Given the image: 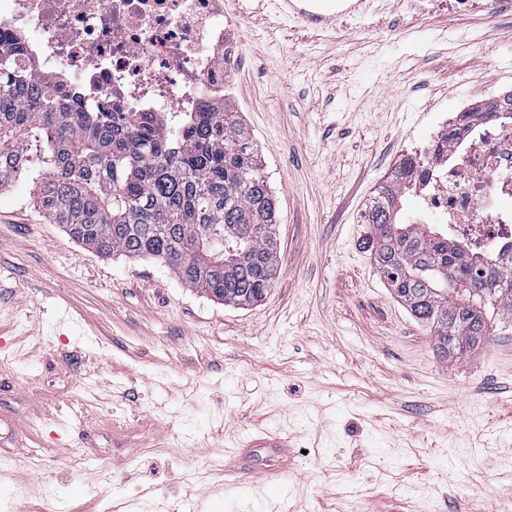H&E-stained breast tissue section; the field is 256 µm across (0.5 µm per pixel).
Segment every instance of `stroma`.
Masks as SVG:
<instances>
[{"label": "stroma", "instance_id": "1", "mask_svg": "<svg viewBox=\"0 0 512 512\" xmlns=\"http://www.w3.org/2000/svg\"><path fill=\"white\" fill-rule=\"evenodd\" d=\"M371 0L332 30L224 0L226 92L277 199L266 298L224 305L103 257L0 190V512H512V326L441 357L365 244L366 208L436 121L512 91V0ZM267 419L299 462L225 475Z\"/></svg>", "mask_w": 512, "mask_h": 512}]
</instances>
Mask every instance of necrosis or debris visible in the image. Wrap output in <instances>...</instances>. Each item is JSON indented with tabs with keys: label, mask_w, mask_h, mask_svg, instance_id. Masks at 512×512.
Here are the masks:
<instances>
[{
	"label": "necrosis or debris",
	"mask_w": 512,
	"mask_h": 512,
	"mask_svg": "<svg viewBox=\"0 0 512 512\" xmlns=\"http://www.w3.org/2000/svg\"><path fill=\"white\" fill-rule=\"evenodd\" d=\"M23 44L27 76L68 74L83 102L171 119L224 99V0H0V52ZM435 161L412 223L493 253L512 239V122L480 116Z\"/></svg>",
	"instance_id": "4bbe7bcc"
}]
</instances>
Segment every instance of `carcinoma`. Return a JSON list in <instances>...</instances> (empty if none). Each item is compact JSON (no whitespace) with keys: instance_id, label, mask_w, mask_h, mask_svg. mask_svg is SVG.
<instances>
[{"instance_id":"obj_1","label":"carcinoma","mask_w":512,"mask_h":512,"mask_svg":"<svg viewBox=\"0 0 512 512\" xmlns=\"http://www.w3.org/2000/svg\"><path fill=\"white\" fill-rule=\"evenodd\" d=\"M39 136V205L69 236L103 255L148 256L226 305L263 300L279 265L275 200L251 137L229 102L174 122L160 112L83 108L60 80L33 85L0 54V188L29 163ZM430 151L401 159L364 217L394 295L457 357L512 323V241L492 255L425 224L397 222ZM468 281L474 289L462 287Z\"/></svg>"}]
</instances>
